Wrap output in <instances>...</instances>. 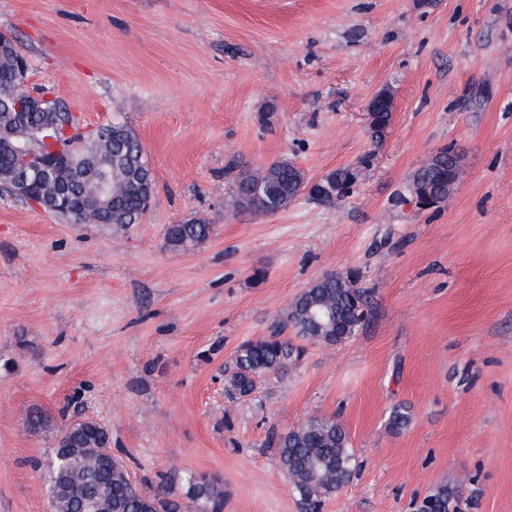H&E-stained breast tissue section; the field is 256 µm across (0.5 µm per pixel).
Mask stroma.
Masks as SVG:
<instances>
[{
    "instance_id": "obj_1",
    "label": "stroma",
    "mask_w": 512,
    "mask_h": 512,
    "mask_svg": "<svg viewBox=\"0 0 512 512\" xmlns=\"http://www.w3.org/2000/svg\"><path fill=\"white\" fill-rule=\"evenodd\" d=\"M0 32L29 88L86 129L126 125L155 181L123 229L0 189V512H51L52 448L85 418L143 489L206 473L224 512H304L277 441L313 417L360 463L322 512H417L441 487L448 512H512V0H0ZM446 146L463 180L418 209L410 177ZM282 158L360 177L331 205L240 212V174ZM194 219L211 238L166 247ZM350 271L369 296L355 335L229 398L236 348ZM378 96H382L388 99L384 105L377 108L372 112V116L369 121V133L373 140L379 142L385 135L386 129L390 125L392 116V97L386 92L382 91L378 93ZM213 233L212 224L202 220H190L172 224L166 229V242L174 249H194L205 244Z\"/></svg>"
}]
</instances>
